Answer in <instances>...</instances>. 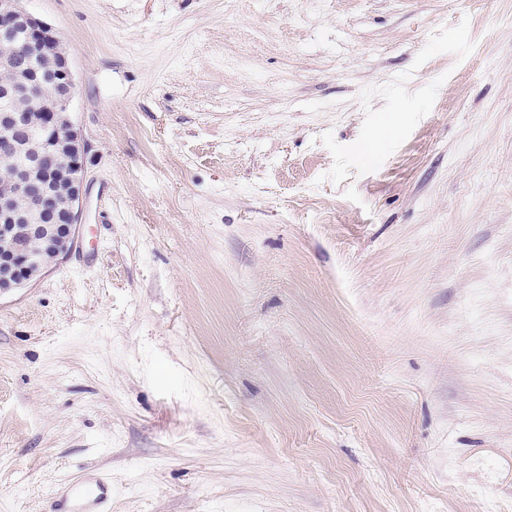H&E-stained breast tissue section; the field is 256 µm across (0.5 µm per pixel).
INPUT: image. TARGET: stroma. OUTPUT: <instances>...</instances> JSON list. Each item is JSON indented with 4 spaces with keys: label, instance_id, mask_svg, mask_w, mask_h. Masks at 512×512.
Here are the masks:
<instances>
[{
    "label": "stroma",
    "instance_id": "stroma-1",
    "mask_svg": "<svg viewBox=\"0 0 512 512\" xmlns=\"http://www.w3.org/2000/svg\"><path fill=\"white\" fill-rule=\"evenodd\" d=\"M86 145L0 293V512L512 503V0H22ZM81 482L70 481L64 484L61 494L54 497L52 512H106L104 510H83L86 507H98L108 498V487L102 480L96 481V492L93 495L84 493ZM95 509V508H94Z\"/></svg>",
    "mask_w": 512,
    "mask_h": 512
}]
</instances>
